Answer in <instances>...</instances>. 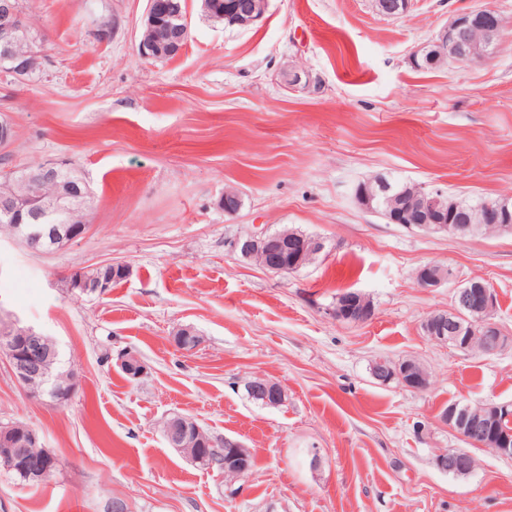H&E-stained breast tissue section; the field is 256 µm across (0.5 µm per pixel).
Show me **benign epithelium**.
<instances>
[{
  "label": "benign epithelium",
  "instance_id": "benign-epithelium-1",
  "mask_svg": "<svg viewBox=\"0 0 512 512\" xmlns=\"http://www.w3.org/2000/svg\"><path fill=\"white\" fill-rule=\"evenodd\" d=\"M265 5L266 0H247L238 9L236 20L242 26L252 24L261 17ZM373 6L380 15L399 17L409 11L411 0H373ZM179 20V0H167L162 12L156 8L154 0H149L143 26L152 31L155 38L141 43V53L146 57L160 58L179 52L183 43V26L178 24ZM504 28L505 20L493 9L484 8L457 14L434 37L417 47L413 52V60L424 59L432 63L447 58L460 63L486 62L495 53V38ZM24 31L26 25L19 8V0H0L1 60L14 59L19 34ZM64 167L62 161L46 162L41 164L39 175L31 172L24 175L28 182L53 181L56 192L50 198L41 192L23 197H0V218L15 225V240L30 252H54L83 237L88 231V225L71 219L66 225H56L47 233L27 232L28 224L24 219L38 223L54 216H70L73 213L72 199L78 196L88 197L89 190L74 185L69 177L63 175ZM446 196L447 193L441 190H432L423 196L422 207L430 215L431 221L427 229L434 233L452 232L461 236L465 227L457 224L454 214L444 211L443 201ZM483 209L493 224H498L501 218L507 219L509 215L505 200L488 202L483 205ZM277 244L276 238L260 231L236 237L231 241V250L246 259L259 258L265 268L266 258ZM451 278V269L429 264L421 268L417 284L421 288L432 290ZM72 288L85 295L101 296L106 293L108 284L99 276H82L72 283ZM496 305L497 300L491 285L472 280L455 291L453 308L440 317L435 314L427 316L422 323V330L432 341L462 350L469 345L470 336L474 334L470 323L475 319L483 334L488 337L485 353L494 355L512 344V337L503 334L492 322ZM48 340L50 337L31 327H17L0 336V354L7 358L15 381L33 397L45 395L44 389H37L33 384L39 379L44 381L49 376L47 364L51 351L45 347ZM385 381L396 382L418 391L427 389L425 384L408 376V366L401 361L396 363V370ZM251 392L268 407H278L284 403V393L276 382L256 383L251 386ZM442 421L461 438L482 447L490 444L496 449L498 456L512 459V433H495L492 438L485 440L482 424L476 422L471 426L461 427L454 422L451 410L442 417ZM164 437L171 447L202 468L216 467L224 470L232 464L239 478L243 479L250 473L240 442L226 439L224 447L218 448L216 443L207 440L199 425L181 415L169 418ZM0 444L9 448L4 459L5 468L23 473L26 481L31 484L48 481L60 465L59 459L42 445L40 436L31 428L22 433L16 432L10 425L0 429ZM436 465L443 471H455L465 475L471 474L473 470L468 456L459 453L439 454Z\"/></svg>",
  "mask_w": 512,
  "mask_h": 512
}]
</instances>
